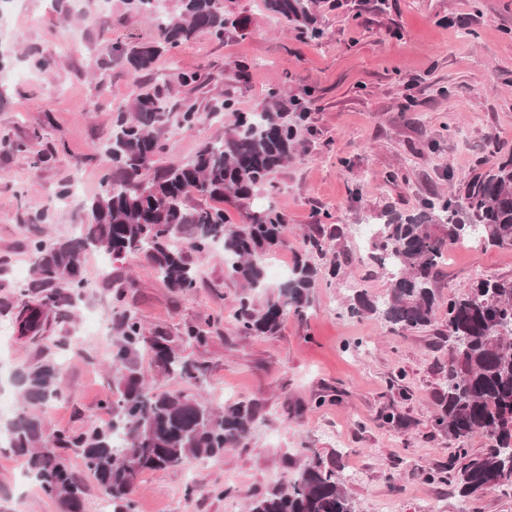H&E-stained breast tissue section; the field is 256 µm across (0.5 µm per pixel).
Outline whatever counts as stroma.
Segmentation results:
<instances>
[{
    "mask_svg": "<svg viewBox=\"0 0 512 512\" xmlns=\"http://www.w3.org/2000/svg\"><path fill=\"white\" fill-rule=\"evenodd\" d=\"M10 0L0 13V130L24 151L0 147V379L47 355L62 364L64 396L41 412L47 431L102 425L113 390L111 328L117 312L135 314L147 331L178 338L191 323L207 326L205 346H183L202 368L198 385L162 373L150 351L141 369L161 391H204L221 406L258 404L264 420L247 446L187 469L142 472L137 512H245L224 488L271 491L285 483L289 459L319 455L345 481L356 512H512V488L460 498L449 485L426 480L448 464L454 444L432 425L435 396L448 364L443 318L414 332L374 316L352 317L355 290L382 295L388 278L370 258L361 231L385 206L418 211L424 200L463 193L498 154L512 152V0H320L323 35L300 37L275 22L263 0H224L241 26L223 40L209 33L159 57L149 83L172 100L201 105L233 98L254 112L279 89L283 100L310 93L304 154L276 176L273 201L288 217L287 246L277 254L292 266L312 225L335 226L317 265H342L333 282L317 281L305 316L288 315L274 336H242L233 311L240 286L224 268L222 246L189 253L197 286L173 292L140 256L99 266L87 253L91 288L68 318L50 317L40 337L17 338L15 314L33 297L24 279L33 238L71 236L83 204L101 189L108 163L102 145L137 92L127 67L109 61L104 44L149 42L156 29L129 13L125 0ZM52 55L36 70L32 56ZM207 81L181 86L184 72ZM229 115L162 133L166 160L190 159L220 137ZM46 155L32 166L29 155ZM68 197H61L62 189ZM441 293L464 291L479 278L512 276V249L456 246L439 266ZM362 340L361 349L350 344ZM394 414L407 426L386 420ZM0 512H60L28 477L23 457L0 444Z\"/></svg>",
    "mask_w": 512,
    "mask_h": 512,
    "instance_id": "obj_1",
    "label": "stroma"
}]
</instances>
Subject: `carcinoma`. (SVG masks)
I'll return each mask as SVG.
<instances>
[{
	"label": "carcinoma",
	"instance_id": "obj_1",
	"mask_svg": "<svg viewBox=\"0 0 512 512\" xmlns=\"http://www.w3.org/2000/svg\"><path fill=\"white\" fill-rule=\"evenodd\" d=\"M316 3L264 0L267 12L313 38L321 35ZM235 25L214 0H179L176 9L155 20L156 43H112L105 52L140 77L152 70L162 51L181 47L201 30L221 41ZM222 112L235 114L223 136L203 143L192 159L171 160L151 180L143 178L166 152L162 127L173 121L193 128ZM306 120L307 113L281 101L247 116L229 97L207 108L185 97L172 108L162 89L141 88L132 116L118 119L102 147L111 168L100 193L84 206L80 235L29 242L34 260L26 291L35 302L17 313L14 332L35 339L47 314L64 316L81 300L90 288L83 263L88 251H103L114 261L140 255L169 288L186 295L196 288L187 253L203 254L219 243L227 274L241 285L234 311L239 335H276L288 314L301 315L310 307L319 270L309 255H325L333 235L316 227L304 238L288 277L270 286L264 258L287 244L284 212L267 201L248 215L247 223L233 225L226 222L224 209L193 206L189 199L194 194L222 201L276 193L275 176L299 154ZM373 220L370 258L385 270L388 288L379 298L356 292L347 313L376 315L411 332L432 326L441 311L452 342L434 425L460 447L448 462V476L426 477L455 486L465 498L512 485V277L480 279L446 298L437 287L438 266L451 247L468 242L512 248V153L468 183L462 205L437 195L417 213L387 208ZM180 340L204 345L208 334L192 324ZM146 347L165 374L187 382L200 378L201 368L181 355L171 337L157 331L147 335L141 321L123 311L112 321L117 378L115 392L105 401L111 421L49 436L39 412L62 397L59 364L42 358L15 368L14 387L24 410L0 423V441L26 458L27 473L62 512H82L85 488L57 454L59 448L81 456L116 512H135L132 493L139 473L177 468L192 456L217 458L251 439L256 404L219 408L181 391L150 389L140 366ZM476 435L485 437L487 446L471 456L461 444ZM294 467L287 485L244 494L246 512H354L341 476L320 456Z\"/></svg>",
	"mask_w": 512,
	"mask_h": 512
}]
</instances>
